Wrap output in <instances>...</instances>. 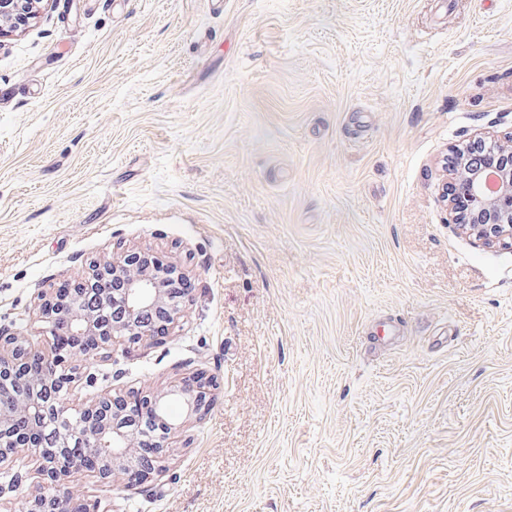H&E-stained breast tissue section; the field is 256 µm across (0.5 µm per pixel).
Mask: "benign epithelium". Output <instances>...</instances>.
<instances>
[{"instance_id":"obj_1","label":"benign epithelium","mask_w":512,"mask_h":512,"mask_svg":"<svg viewBox=\"0 0 512 512\" xmlns=\"http://www.w3.org/2000/svg\"><path fill=\"white\" fill-rule=\"evenodd\" d=\"M50 0H0V36L36 20ZM453 171L448 206L458 226L482 244L512 246V143L501 147L492 165L466 163L462 152L449 160ZM185 274L176 264L156 267L142 250H128L98 264L91 277L71 289L64 307H54L57 292L41 298L40 315L52 338L54 353L45 360L47 376L36 375V354L16 336L0 330V465L18 454L36 461L42 485L24 500V512H47L53 493L81 470L102 484L125 487L153 482L166 470L173 430L180 427L169 415L177 399L185 419L208 412L213 380L185 377L149 395L130 394L126 413L112 410V395L72 409L68 401L78 359L108 360L118 344H135L155 331L174 325L184 307L171 291ZM152 454L140 455L143 439ZM66 512H100L101 502L67 492Z\"/></svg>"}]
</instances>
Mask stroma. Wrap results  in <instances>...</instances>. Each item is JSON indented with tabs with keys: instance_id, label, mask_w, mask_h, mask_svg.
Segmentation results:
<instances>
[{
	"instance_id": "35a3bbf8",
	"label": "stroma",
	"mask_w": 512,
	"mask_h": 512,
	"mask_svg": "<svg viewBox=\"0 0 512 512\" xmlns=\"http://www.w3.org/2000/svg\"><path fill=\"white\" fill-rule=\"evenodd\" d=\"M512 133V0H50L0 37V327L131 249L177 326L73 405L203 373L208 413L107 512H512V248L442 199Z\"/></svg>"
}]
</instances>
